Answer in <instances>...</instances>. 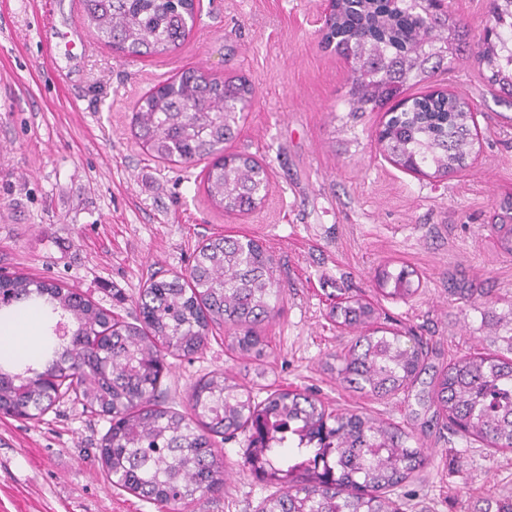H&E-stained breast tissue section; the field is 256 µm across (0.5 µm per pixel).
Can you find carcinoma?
<instances>
[{
  "mask_svg": "<svg viewBox=\"0 0 512 512\" xmlns=\"http://www.w3.org/2000/svg\"><path fill=\"white\" fill-rule=\"evenodd\" d=\"M88 30L123 57L162 56L185 41L194 0H79ZM478 58L489 84L512 97V0H489ZM322 42L336 39L352 57L349 112L374 111L448 64L462 40L461 19L435 11L433 0H337ZM256 97L245 79L221 80L196 69L147 92L131 132L153 157L193 164L207 159L203 183L225 212L257 207L267 172L253 157L227 153L242 112ZM476 138L470 104L455 95L413 97L388 118L378 143L395 165L446 175L462 167ZM412 273H380L387 295L417 292ZM282 300L274 259L253 238L217 236L197 249L193 264L156 280L137 299L135 321H120L81 294L12 275L0 281V311L31 301L48 309L50 347L39 365L0 364V414L44 415L72 394L110 418L99 459L111 484L161 505L190 504L224 489L226 467L213 437L249 432L243 467L281 487L259 512H402L389 496L427 462V449L403 428L363 413L331 415L303 392L273 393L256 402L222 372L197 381L184 410L158 402L168 356L203 350L210 327L228 328L243 358L264 356L257 327ZM360 297L336 304L337 324L356 330L375 318ZM491 353L464 355L430 381V402L449 430L496 450L512 449V307L483 322ZM428 345L392 329L355 338L331 356L330 369L349 386L377 398L406 391L426 370ZM288 449V456L281 449Z\"/></svg>",
  "mask_w": 512,
  "mask_h": 512,
  "instance_id": "obj_1",
  "label": "carcinoma"
}]
</instances>
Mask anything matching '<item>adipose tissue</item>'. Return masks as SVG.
I'll return each mask as SVG.
<instances>
[{"mask_svg": "<svg viewBox=\"0 0 512 512\" xmlns=\"http://www.w3.org/2000/svg\"><path fill=\"white\" fill-rule=\"evenodd\" d=\"M46 317L36 308L13 311L0 319V359L32 364L39 357Z\"/></svg>", "mask_w": 512, "mask_h": 512, "instance_id": "1", "label": "adipose tissue"}]
</instances>
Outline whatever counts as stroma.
Masks as SVG:
<instances>
[{
    "label": "stroma",
    "instance_id": "obj_1",
    "mask_svg": "<svg viewBox=\"0 0 512 512\" xmlns=\"http://www.w3.org/2000/svg\"><path fill=\"white\" fill-rule=\"evenodd\" d=\"M323 9V0H202L181 46L125 59L95 40L86 49L60 40L82 24L79 0H0V274L53 281L130 322L141 289L184 271L204 240L258 239L285 286L275 318L259 328L264 356L240 358L224 328H213L201 353L169 359L166 405L183 409L192 384L216 371L260 401L282 390L310 394L329 413L383 419L429 449V463L392 493L405 512H484L512 492L511 450L454 434L407 393L355 391L325 362L354 338L329 317L344 297L371 302L375 326L427 342L424 383L483 351L484 315L512 308V255L494 226L512 200V107L499 103L477 60L487 0H459L461 55L404 89H448L476 114L474 149L445 176L414 174L384 156L383 111L348 120L350 66L321 42ZM196 68L256 87L226 145L267 170V199L252 211L215 210L202 163L157 160L131 133L139 98ZM403 267L420 287L398 300L378 274ZM109 426L69 398L39 421L0 416V512H256L277 490L243 469L240 432L217 443L229 476L216 501L162 507L104 478L97 454Z\"/></svg>",
    "mask_w": 512,
    "mask_h": 512
}]
</instances>
